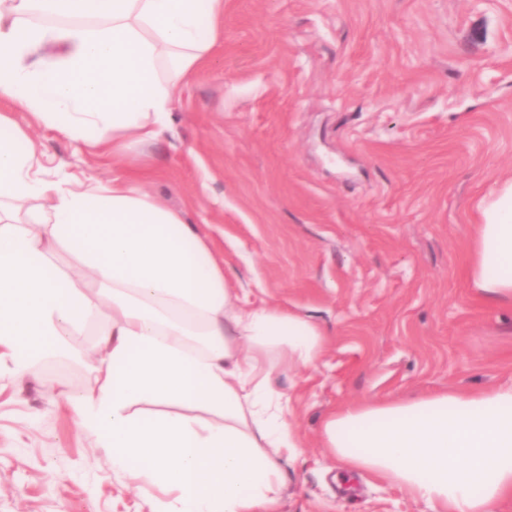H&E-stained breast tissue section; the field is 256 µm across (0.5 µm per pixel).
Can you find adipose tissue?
<instances>
[{"label":"adipose tissue","instance_id":"adipose-tissue-1","mask_svg":"<svg viewBox=\"0 0 512 512\" xmlns=\"http://www.w3.org/2000/svg\"><path fill=\"white\" fill-rule=\"evenodd\" d=\"M223 13L224 0H0V100L127 157L171 132L175 92L213 46L201 18ZM48 42L53 63L35 56ZM2 199L0 371L69 357V336L99 325L97 389L70 404L113 465L163 493L156 512H279L280 465L300 442L275 376L320 357L321 328L242 305L209 235L137 177L42 178L36 145L0 113ZM60 248L70 271L51 262ZM465 275L512 305V180L479 208ZM322 445L435 512H489L512 501V386L340 407Z\"/></svg>","mask_w":512,"mask_h":512}]
</instances>
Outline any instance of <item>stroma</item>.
Returning a JSON list of instances; mask_svg holds the SVG:
<instances>
[{"label": "stroma", "instance_id": "stroma-1", "mask_svg": "<svg viewBox=\"0 0 512 512\" xmlns=\"http://www.w3.org/2000/svg\"><path fill=\"white\" fill-rule=\"evenodd\" d=\"M210 55L179 87L175 138L145 149L143 184L205 224L243 301L325 334L276 388L301 438L279 512H434L321 446L330 410L512 385V306L464 271L478 204L512 179V0H224ZM0 113L46 178H111L139 161L89 155ZM99 330L74 358L0 373V512H151L81 427Z\"/></svg>", "mask_w": 512, "mask_h": 512}]
</instances>
